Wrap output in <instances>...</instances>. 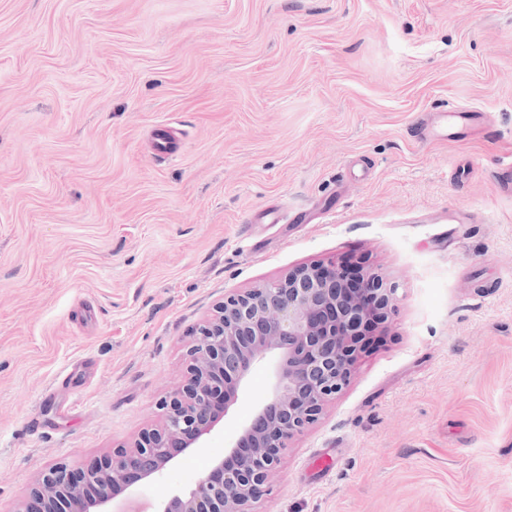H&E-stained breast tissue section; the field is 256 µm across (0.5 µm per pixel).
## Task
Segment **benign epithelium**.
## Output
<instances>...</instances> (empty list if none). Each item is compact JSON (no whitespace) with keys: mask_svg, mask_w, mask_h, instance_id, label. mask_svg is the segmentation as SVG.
<instances>
[{"mask_svg":"<svg viewBox=\"0 0 512 512\" xmlns=\"http://www.w3.org/2000/svg\"><path fill=\"white\" fill-rule=\"evenodd\" d=\"M396 289L374 270L297 267L224 298L193 332L186 381L161 425L128 447L73 469L57 462L35 479L18 512H110L114 495L159 481L171 463L202 447L227 416L252 366L277 360L267 400L243 425L229 455L160 512H255L289 440L313 424L349 383L369 332L387 325Z\"/></svg>","mask_w":512,"mask_h":512,"instance_id":"obj_1","label":"benign epithelium"}]
</instances>
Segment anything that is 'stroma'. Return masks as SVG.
Returning <instances> with one entry per match:
<instances>
[{
    "instance_id": "35a3bbf8",
    "label": "stroma",
    "mask_w": 512,
    "mask_h": 512,
    "mask_svg": "<svg viewBox=\"0 0 512 512\" xmlns=\"http://www.w3.org/2000/svg\"><path fill=\"white\" fill-rule=\"evenodd\" d=\"M510 162L512 0H0V512L159 425L225 295L331 261L396 308L258 512H512Z\"/></svg>"
}]
</instances>
